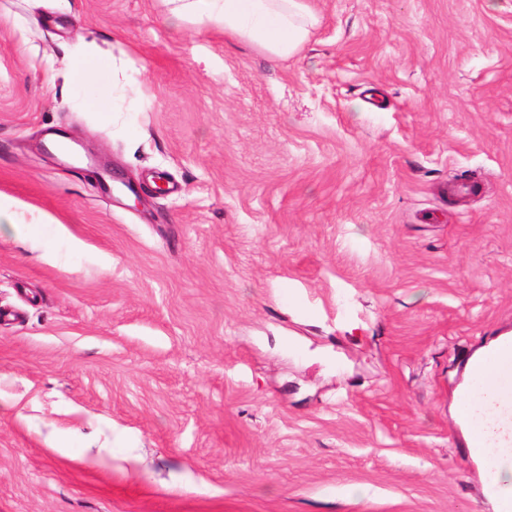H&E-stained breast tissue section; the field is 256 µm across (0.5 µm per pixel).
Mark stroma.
I'll return each instance as SVG.
<instances>
[{
  "instance_id": "obj_1",
  "label": "stroma",
  "mask_w": 512,
  "mask_h": 512,
  "mask_svg": "<svg viewBox=\"0 0 512 512\" xmlns=\"http://www.w3.org/2000/svg\"><path fill=\"white\" fill-rule=\"evenodd\" d=\"M308 5L272 60L0 0V512H497L452 406L512 336V0Z\"/></svg>"
}]
</instances>
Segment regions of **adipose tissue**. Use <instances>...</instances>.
Listing matches in <instances>:
<instances>
[{"label": "adipose tissue", "mask_w": 512, "mask_h": 512, "mask_svg": "<svg viewBox=\"0 0 512 512\" xmlns=\"http://www.w3.org/2000/svg\"><path fill=\"white\" fill-rule=\"evenodd\" d=\"M173 21L216 25L225 35L286 58L307 40L316 18L306 0H169Z\"/></svg>", "instance_id": "1"}]
</instances>
